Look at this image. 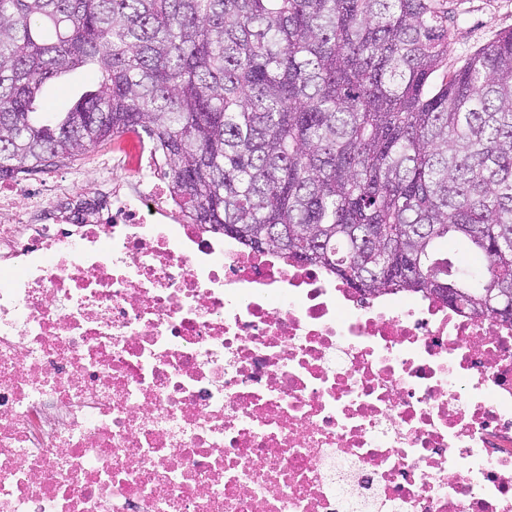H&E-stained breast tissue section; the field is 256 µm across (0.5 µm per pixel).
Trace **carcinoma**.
<instances>
[{"instance_id": "cac0c4a2", "label": "carcinoma", "mask_w": 512, "mask_h": 512, "mask_svg": "<svg viewBox=\"0 0 512 512\" xmlns=\"http://www.w3.org/2000/svg\"><path fill=\"white\" fill-rule=\"evenodd\" d=\"M452 23L446 0H0V178L142 131L194 223L471 312L512 289V30L451 71ZM82 67L92 90L38 110Z\"/></svg>"}]
</instances>
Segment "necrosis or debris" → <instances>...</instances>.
<instances>
[{"label": "necrosis or debris", "mask_w": 512, "mask_h": 512, "mask_svg": "<svg viewBox=\"0 0 512 512\" xmlns=\"http://www.w3.org/2000/svg\"><path fill=\"white\" fill-rule=\"evenodd\" d=\"M0 180V512H512V324L173 207L156 153Z\"/></svg>", "instance_id": "necrosis-or-debris-1"}]
</instances>
